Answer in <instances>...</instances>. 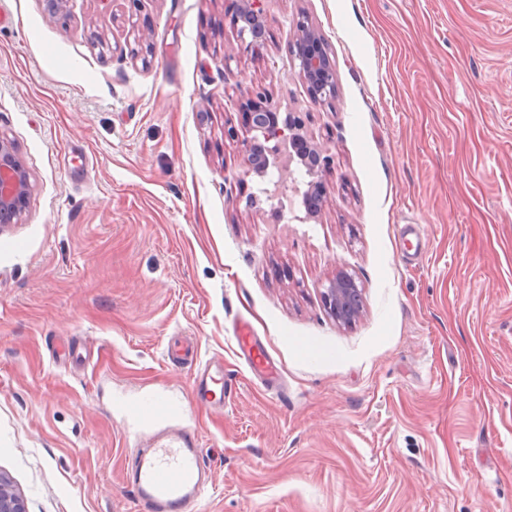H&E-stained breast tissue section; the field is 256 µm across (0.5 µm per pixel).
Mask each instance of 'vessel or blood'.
Wrapping results in <instances>:
<instances>
[{"label": "vessel or blood", "instance_id": "b4317fda", "mask_svg": "<svg viewBox=\"0 0 512 512\" xmlns=\"http://www.w3.org/2000/svg\"><path fill=\"white\" fill-rule=\"evenodd\" d=\"M140 408L143 417L159 420L160 426L148 448L127 462L138 512H182L187 504L201 500L209 481L196 436L169 424L173 409L164 398L150 396Z\"/></svg>", "mask_w": 512, "mask_h": 512}]
</instances>
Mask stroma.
I'll return each instance as SVG.
<instances>
[{"mask_svg":"<svg viewBox=\"0 0 512 512\" xmlns=\"http://www.w3.org/2000/svg\"><path fill=\"white\" fill-rule=\"evenodd\" d=\"M228 6L0 0V137L31 182L0 231V472L29 512H135L160 394L213 472L199 512H512V0H267L259 57ZM130 16L142 59L112 51ZM301 17L336 67L322 106ZM257 84L335 158L314 218L224 135ZM213 360L220 406L192 393ZM295 27L299 75L306 84L311 103L321 105L336 97L335 66L323 48L321 36L303 18L296 21ZM330 312L337 320L350 323L360 313L361 292L355 279L349 274H340L330 282L324 293ZM143 418L169 419L172 416V405L161 396L153 395L145 399L141 404Z\"/></svg>","mask_w":512,"mask_h":512,"instance_id":"35a3bbf8","label":"stroma"}]
</instances>
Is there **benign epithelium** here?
<instances>
[{"mask_svg": "<svg viewBox=\"0 0 512 512\" xmlns=\"http://www.w3.org/2000/svg\"><path fill=\"white\" fill-rule=\"evenodd\" d=\"M233 7L224 12V26L235 31L238 40L254 52L264 44L267 14L264 0H231ZM295 56L299 75L306 84L310 101L317 106L336 97L335 66L323 48L321 36L304 19L295 23ZM241 104L252 109L246 122L250 136L242 148L250 167L268 181L262 193L273 198L287 192L302 195L305 218L315 216L328 191L323 175L333 164V157L318 146L306 145L304 119L298 112H279L265 91L246 89L240 93ZM300 164L309 177L307 189H300L293 164ZM30 176L15 156L9 143L0 139V222L10 224L20 208L27 204ZM330 312L337 320L349 323L361 310V292L355 279L340 274L324 293ZM0 512H28L24 497L12 481L0 473Z\"/></svg>", "mask_w": 512, "mask_h": 512, "instance_id": "benign-epithelium-1", "label": "benign epithelium"}]
</instances>
